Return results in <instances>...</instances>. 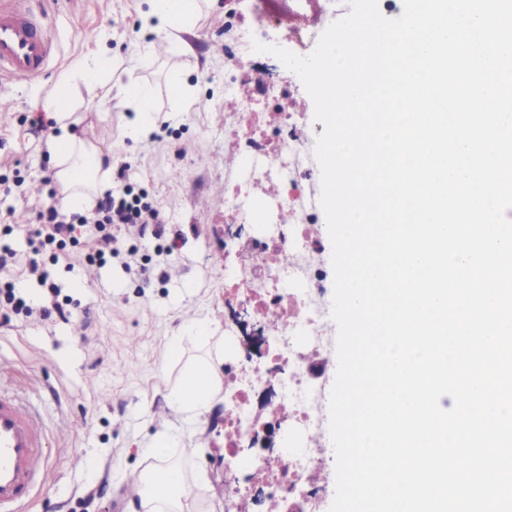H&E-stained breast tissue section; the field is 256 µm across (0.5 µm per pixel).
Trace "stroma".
Wrapping results in <instances>:
<instances>
[{"label":"stroma","instance_id":"stroma-1","mask_svg":"<svg viewBox=\"0 0 512 512\" xmlns=\"http://www.w3.org/2000/svg\"><path fill=\"white\" fill-rule=\"evenodd\" d=\"M225 2L212 0L186 37L191 52L180 54L167 34L144 27L146 0H40L60 45L57 60L34 82L0 76V176L24 180L22 190L0 193V228H13L4 238L16 253L9 273L28 305L45 303L28 271L25 224L46 201L38 188L51 164L43 136L21 118L41 112L42 100L78 60L111 49L112 99L82 90L80 129L111 148L113 171L145 188L166 219L162 239L119 237L118 256L105 264L60 258L55 282L73 301L70 321L19 316L0 324L5 392L40 415L52 450L42 483L16 512H142L139 499L122 490L152 467L144 449L161 432L173 435L169 461L191 482L184 512H225L226 400L192 421L168 400L185 362L205 352L189 338L191 328L206 324L216 337L229 328L224 206L198 203L223 185L224 131L242 120L224 97ZM175 70L199 100L181 112L167 82ZM135 82L147 83L155 100L154 128L141 140L127 135L136 115L121 94Z\"/></svg>","mask_w":512,"mask_h":512}]
</instances>
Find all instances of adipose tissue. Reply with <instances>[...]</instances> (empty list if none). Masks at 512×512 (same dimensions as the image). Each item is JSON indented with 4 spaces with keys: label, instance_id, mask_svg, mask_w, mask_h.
Segmentation results:
<instances>
[{
    "label": "adipose tissue",
    "instance_id": "adipose-tissue-1",
    "mask_svg": "<svg viewBox=\"0 0 512 512\" xmlns=\"http://www.w3.org/2000/svg\"><path fill=\"white\" fill-rule=\"evenodd\" d=\"M202 2L147 0L143 23L158 32L191 31L203 9ZM82 86L100 91L103 98H111L110 54L78 63L70 76L55 85L43 103L55 123L47 150L55 169L57 199L61 209L68 213L91 208L95 198L112 187L110 150L86 139L77 130L80 123L77 93ZM193 333L208 350L189 363L181 381L169 393L173 406L191 417L209 410L224 388L221 376L223 341H212L207 326L202 324L196 325ZM145 483L146 493L141 503L144 512H179L187 480L176 466L165 464L152 468Z\"/></svg>",
    "mask_w": 512,
    "mask_h": 512
}]
</instances>
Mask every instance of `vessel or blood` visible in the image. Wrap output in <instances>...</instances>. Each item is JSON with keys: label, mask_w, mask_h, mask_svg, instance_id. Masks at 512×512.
Listing matches in <instances>:
<instances>
[{"label": "vessel or blood", "mask_w": 512, "mask_h": 512, "mask_svg": "<svg viewBox=\"0 0 512 512\" xmlns=\"http://www.w3.org/2000/svg\"><path fill=\"white\" fill-rule=\"evenodd\" d=\"M37 0H0V75L43 77L57 52ZM44 426L35 411L0 392V512H12L46 468Z\"/></svg>", "instance_id": "vessel-or-blood-1"}]
</instances>
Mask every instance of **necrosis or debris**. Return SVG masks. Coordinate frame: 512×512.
Segmentation results:
<instances>
[{
    "instance_id": "4bbe7bcc",
    "label": "necrosis or debris",
    "mask_w": 512,
    "mask_h": 512,
    "mask_svg": "<svg viewBox=\"0 0 512 512\" xmlns=\"http://www.w3.org/2000/svg\"><path fill=\"white\" fill-rule=\"evenodd\" d=\"M320 27L283 26L279 16L253 26L236 25L235 35L224 44L230 66L224 73V94L235 96L242 83L252 85L253 96L264 100L276 122L255 128L252 110H244L241 125L225 133L224 147L238 163L224 173V211L243 230L233 237L238 259L236 270L225 273V282L236 276L246 280L247 296L227 295L230 308H245L251 323L262 324L270 309L280 310L285 328L266 352L254 355L231 340L224 344V372L234 376L233 414L225 418L224 505L233 512L244 485L243 477L255 475L250 486L249 512H265L268 501H279L284 512H313L315 502L329 493L328 485L309 479L319 469L323 453L316 442L319 417L316 379L320 374L319 336L323 313L319 299L325 294L324 275L315 261L320 248L310 233L318 220L317 198L310 189L314 171L306 150L310 139L290 110L294 74L268 55L252 51V40L278 43L298 53L317 43ZM274 184L279 192L264 195ZM291 219L281 221L283 210ZM295 255L285 268L271 265L268 255ZM272 388L268 420L255 419L257 396ZM279 425V442L268 451L249 457L243 450L252 438Z\"/></svg>"
}]
</instances>
